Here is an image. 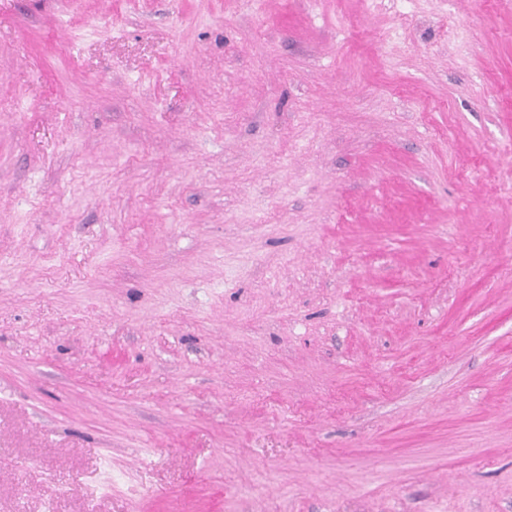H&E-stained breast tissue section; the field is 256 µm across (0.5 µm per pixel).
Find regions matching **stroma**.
<instances>
[{
  "label": "stroma",
  "instance_id": "stroma-1",
  "mask_svg": "<svg viewBox=\"0 0 512 512\" xmlns=\"http://www.w3.org/2000/svg\"><path fill=\"white\" fill-rule=\"evenodd\" d=\"M0 512H512V0H0Z\"/></svg>",
  "mask_w": 512,
  "mask_h": 512
}]
</instances>
